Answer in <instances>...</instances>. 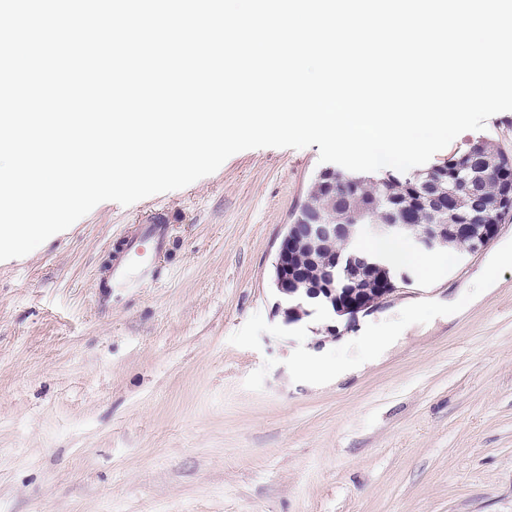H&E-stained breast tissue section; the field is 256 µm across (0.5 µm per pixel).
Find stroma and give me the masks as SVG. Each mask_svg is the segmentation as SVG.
I'll use <instances>...</instances> for the list:
<instances>
[{
	"instance_id": "stroma-1",
	"label": "stroma",
	"mask_w": 512,
	"mask_h": 512,
	"mask_svg": "<svg viewBox=\"0 0 512 512\" xmlns=\"http://www.w3.org/2000/svg\"><path fill=\"white\" fill-rule=\"evenodd\" d=\"M479 139L512 154V111L433 160ZM323 168L315 145L245 150L0 261V512H512V217L355 324L287 326L275 256ZM158 216V279L100 306Z\"/></svg>"
}]
</instances>
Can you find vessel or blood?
<instances>
[{"instance_id":"vessel-or-blood-1","label":"vessel or blood","mask_w":512,"mask_h":512,"mask_svg":"<svg viewBox=\"0 0 512 512\" xmlns=\"http://www.w3.org/2000/svg\"><path fill=\"white\" fill-rule=\"evenodd\" d=\"M169 242V224L156 219L142 225L138 236L131 239L115 262L98 277L96 296L108 303L116 288H142L154 282L159 270L154 257L166 249Z\"/></svg>"}]
</instances>
